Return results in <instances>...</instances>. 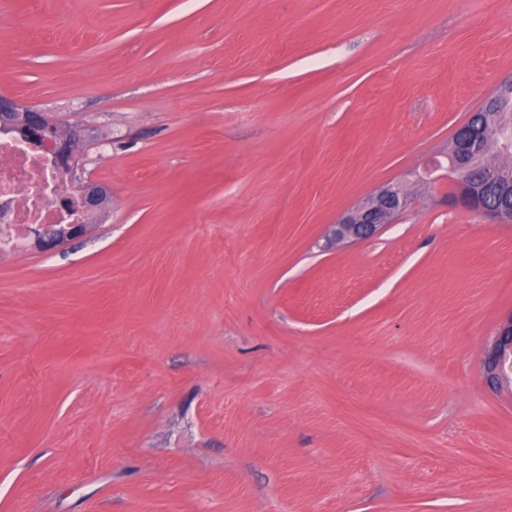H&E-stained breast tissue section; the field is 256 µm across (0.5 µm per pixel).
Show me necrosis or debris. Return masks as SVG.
<instances>
[{
  "label": "necrosis or debris",
  "mask_w": 512,
  "mask_h": 512,
  "mask_svg": "<svg viewBox=\"0 0 512 512\" xmlns=\"http://www.w3.org/2000/svg\"><path fill=\"white\" fill-rule=\"evenodd\" d=\"M61 182L50 143L0 130V254L25 248L38 226L84 223L80 206L59 207Z\"/></svg>",
  "instance_id": "obj_1"
}]
</instances>
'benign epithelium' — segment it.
Listing matches in <instances>:
<instances>
[{
	"label": "benign epithelium",
	"mask_w": 512,
	"mask_h": 512,
	"mask_svg": "<svg viewBox=\"0 0 512 512\" xmlns=\"http://www.w3.org/2000/svg\"><path fill=\"white\" fill-rule=\"evenodd\" d=\"M22 110L27 118L32 138L50 140L55 144L56 158L68 177L74 193L60 197L61 202L76 199L82 207L98 209L103 204L101 188L82 178L83 157L75 153L72 143L60 137L47 123L44 112L21 104L9 96H0V111ZM502 155L512 153V114L500 112L494 116V138H489L484 123L462 126L453 139V152L448 155L445 175L455 176L456 193L452 201L476 214H489L505 222L512 221V205L489 208L483 205V195L490 183L512 188V171L496 168L481 160L490 148ZM416 198L397 182L380 186L373 194L344 212L330 226L328 238L338 243L356 242L378 235L386 225L410 209ZM36 245L44 251L55 249L80 238L84 230L77 224L52 225L35 231ZM481 371L488 383L498 390L512 391V314L500 324L491 340L482 349Z\"/></svg>",
	"instance_id": "benign-epithelium-1"
}]
</instances>
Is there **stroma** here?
Listing matches in <instances>:
<instances>
[{
	"label": "stroma",
	"instance_id": "1",
	"mask_svg": "<svg viewBox=\"0 0 512 512\" xmlns=\"http://www.w3.org/2000/svg\"><path fill=\"white\" fill-rule=\"evenodd\" d=\"M509 78L512 0H10L108 203L0 255V512H512V223L327 239ZM481 371L495 389L512 391V314L483 347Z\"/></svg>",
	"mask_w": 512,
	"mask_h": 512
}]
</instances>
